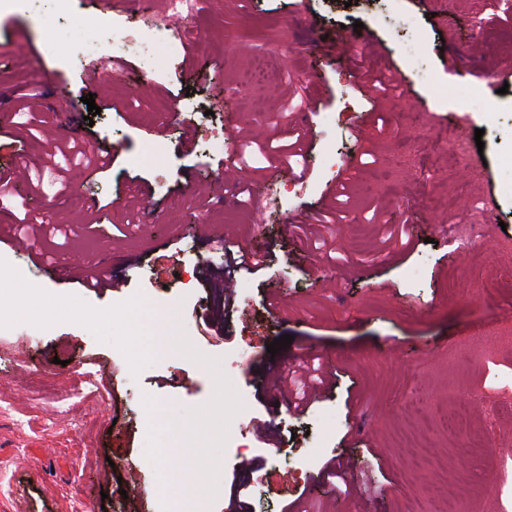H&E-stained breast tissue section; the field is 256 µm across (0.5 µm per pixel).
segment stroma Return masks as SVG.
<instances>
[{
  "label": "stroma",
  "mask_w": 512,
  "mask_h": 512,
  "mask_svg": "<svg viewBox=\"0 0 512 512\" xmlns=\"http://www.w3.org/2000/svg\"><path fill=\"white\" fill-rule=\"evenodd\" d=\"M166 0H0V169L88 138L111 149L93 178L70 167L21 178L0 211V259L39 288L104 310L143 296L139 317L168 315L218 371L153 355L132 372L85 326H0V512H172L163 455L186 449L163 432L187 423L223 373L241 402L218 456L209 512H225L243 474L245 512H512V90L458 100L452 87L512 63V10L502 0H206L172 52L140 22ZM361 29H354V22ZM375 43L367 67L395 76L378 101L354 84L330 37ZM126 63L96 81L105 55ZM101 112L89 116L84 96ZM382 110V124L370 116ZM223 139L206 142L201 128ZM306 139L291 165L274 161L289 128ZM483 130L495 218L468 245L469 173L439 130ZM370 152L373 164L359 157ZM350 178L353 206L325 235L341 260L299 238L296 218ZM49 217L69 237L14 243L13 219ZM412 241L381 245L373 214ZM269 254L266 269L220 277L226 250ZM106 263L122 285L95 292L64 266ZM278 311L263 307L266 296ZM285 367L320 363L327 385L303 409L269 387L267 346ZM91 372L97 390L80 384ZM465 414V428L448 418ZM351 486L339 492L331 468Z\"/></svg>",
  "instance_id": "35a3bbf8"
}]
</instances>
